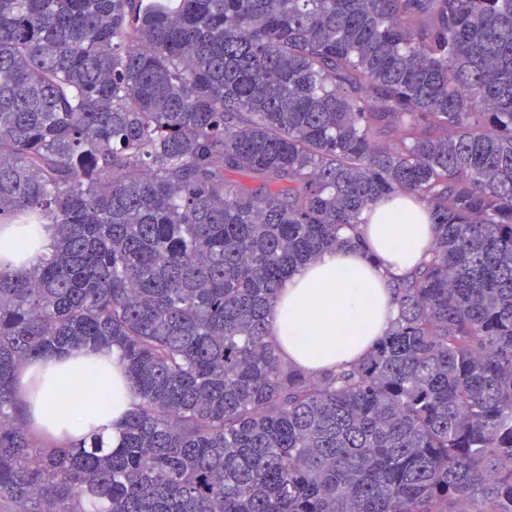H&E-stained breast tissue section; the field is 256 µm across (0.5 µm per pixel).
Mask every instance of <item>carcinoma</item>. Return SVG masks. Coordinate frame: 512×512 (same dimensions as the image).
<instances>
[{
	"instance_id": "cac0c4a2",
	"label": "carcinoma",
	"mask_w": 512,
	"mask_h": 512,
	"mask_svg": "<svg viewBox=\"0 0 512 512\" xmlns=\"http://www.w3.org/2000/svg\"><path fill=\"white\" fill-rule=\"evenodd\" d=\"M396 195V321L308 371L284 282ZM6 512H512V0H0ZM112 349L114 449L33 430L26 362ZM16 225H6L0 230V259L1 268L10 270H21L31 266L39 256L47 254L51 250L53 243L52 229L48 224H36L33 232L38 239L35 247L24 250L25 265H20L18 262H12L13 256L19 251V242L21 239V228L15 227ZM3 260V261H2Z\"/></svg>"
}]
</instances>
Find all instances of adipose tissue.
<instances>
[{
	"label": "adipose tissue",
	"mask_w": 512,
	"mask_h": 512,
	"mask_svg": "<svg viewBox=\"0 0 512 512\" xmlns=\"http://www.w3.org/2000/svg\"><path fill=\"white\" fill-rule=\"evenodd\" d=\"M363 245L328 251L285 282L270 333L285 361L316 371L364 356L398 316L389 274H404L426 256L434 227L409 198L377 205L362 225ZM35 247H19L21 230L0 229V261L24 253L33 264L51 250L52 230L36 225ZM17 396L34 428L57 439L97 434L119 442L134 407L125 366L109 350L69 351L27 363L15 375Z\"/></svg>",
	"instance_id": "ef3b65f1"
}]
</instances>
